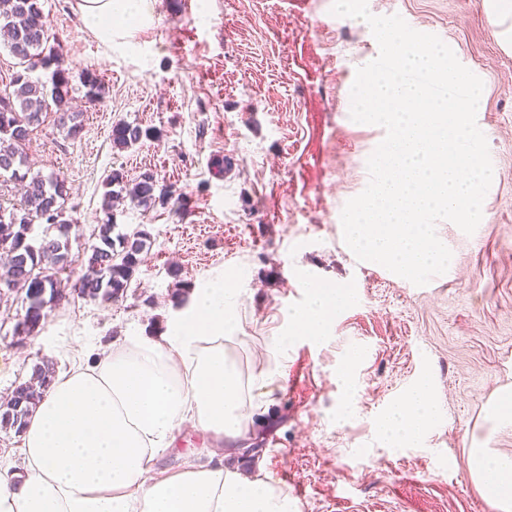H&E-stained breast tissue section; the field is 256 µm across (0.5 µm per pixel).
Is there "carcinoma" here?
<instances>
[{"instance_id": "carcinoma-1", "label": "carcinoma", "mask_w": 512, "mask_h": 512, "mask_svg": "<svg viewBox=\"0 0 512 512\" xmlns=\"http://www.w3.org/2000/svg\"><path fill=\"white\" fill-rule=\"evenodd\" d=\"M8 49L21 70L0 90V179L25 183L19 203L0 206V244L12 248L10 261L0 273V295H22L20 322L24 334L33 335L53 305L66 297L61 274L69 270L73 221L66 215L69 188L58 174L31 171L25 152L33 129L44 123L48 112L56 115L66 137L81 136V113L71 110L76 93L72 71L60 44L50 43L49 22L40 0H0V46ZM84 97L100 100L105 88L96 75H80ZM157 132L137 123L122 122L112 128V143L129 148ZM126 195L144 209L174 200V191L159 186L155 175L145 171L130 183L121 170L104 180L103 210L107 219L97 225L84 272L70 281L86 298L112 303L124 297L140 265L141 255L151 244L144 229L114 233L110 217L112 199ZM42 231L35 232V225ZM55 364L41 360L32 368L33 386L23 382L10 398L0 403V427L19 433L55 378Z\"/></svg>"}]
</instances>
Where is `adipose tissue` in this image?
Instances as JSON below:
<instances>
[{
    "instance_id": "obj_1",
    "label": "adipose tissue",
    "mask_w": 512,
    "mask_h": 512,
    "mask_svg": "<svg viewBox=\"0 0 512 512\" xmlns=\"http://www.w3.org/2000/svg\"><path fill=\"white\" fill-rule=\"evenodd\" d=\"M90 29L112 40L116 11L151 20L147 0H80ZM352 289L316 282L279 338L326 337ZM232 280L197 289L165 336L126 337L57 375L22 436L24 475L0 470V512H295L287 492L245 478L226 459L155 472L186 422L216 441L242 437V380L224 350L238 330ZM441 420L430 377L390 405L374 430L389 448L417 446ZM470 470L495 512H512V457L473 449Z\"/></svg>"
}]
</instances>
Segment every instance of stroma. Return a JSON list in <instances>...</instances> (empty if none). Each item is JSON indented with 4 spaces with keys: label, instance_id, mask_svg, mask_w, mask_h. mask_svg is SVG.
Returning <instances> with one entry per match:
<instances>
[{
    "label": "stroma",
    "instance_id": "35a3bbf8",
    "mask_svg": "<svg viewBox=\"0 0 512 512\" xmlns=\"http://www.w3.org/2000/svg\"><path fill=\"white\" fill-rule=\"evenodd\" d=\"M77 3L41 0L70 67L95 73L104 97L76 99L80 138L49 121L26 147L32 170L70 188L74 274L111 170L130 179L152 171L186 201L177 211L114 206L117 231L151 234L119 301L69 296L20 338L12 328L21 299L0 298V398L41 359L63 371L116 338L161 335L182 309L170 297L176 280L197 289L230 277L245 373L274 376L266 396L245 399L247 432L263 430L266 446L240 462L242 472L261 465L299 512H491L469 454L485 444L512 457V427L487 419L497 391L512 387V14L492 20L488 0H368L371 13L439 36L484 83L479 116L494 169L484 217L470 235L437 223L452 259L417 286L359 261L343 238V207L365 189L367 159L385 136L350 118L356 70L379 54L366 22L331 15L332 0H153L151 23L117 28L107 44ZM123 121L160 136L117 149L112 128ZM313 280L358 295L323 341L299 336L276 349ZM427 373L440 424L419 447L385 448L375 417ZM213 446L184 425L155 467L204 462Z\"/></svg>",
    "mask_w": 512,
    "mask_h": 512
}]
</instances>
